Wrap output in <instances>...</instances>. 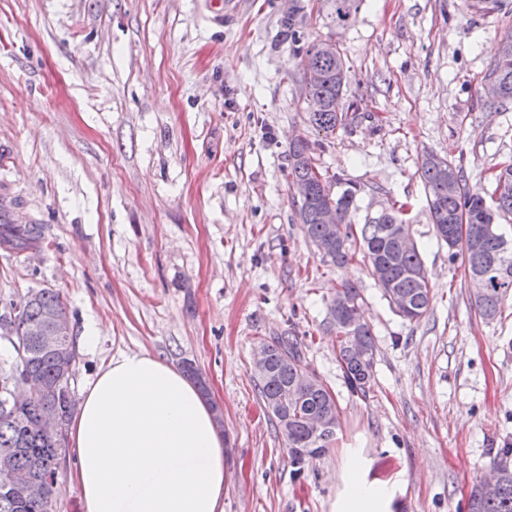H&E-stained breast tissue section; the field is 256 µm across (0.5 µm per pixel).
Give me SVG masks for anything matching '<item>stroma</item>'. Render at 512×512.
<instances>
[{
	"mask_svg": "<svg viewBox=\"0 0 512 512\" xmlns=\"http://www.w3.org/2000/svg\"><path fill=\"white\" fill-rule=\"evenodd\" d=\"M502 3L363 0L339 27L330 0H0V207L45 236L29 253L0 249V313L50 288L74 336L103 329L79 352L78 396L120 350L192 360L224 411V512H331L344 448L367 450L370 479L405 482L400 512H466L512 440V299L478 314L416 168L434 151L480 191L512 161V108H491L484 81L512 31ZM293 5L305 42L336 43L344 101L366 114L331 135L310 126L303 58L280 36ZM296 135L361 183L354 223L405 205L433 291L420 321L389 308L361 259L332 265L304 238ZM344 282L361 288L377 347L365 398L347 392L322 326ZM284 333L340 408L335 442L299 479L252 367L254 346Z\"/></svg>",
	"mask_w": 512,
	"mask_h": 512,
	"instance_id": "obj_1",
	"label": "stroma"
}]
</instances>
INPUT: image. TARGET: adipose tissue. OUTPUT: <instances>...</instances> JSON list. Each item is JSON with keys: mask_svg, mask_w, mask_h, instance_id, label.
Instances as JSON below:
<instances>
[{"mask_svg": "<svg viewBox=\"0 0 512 512\" xmlns=\"http://www.w3.org/2000/svg\"><path fill=\"white\" fill-rule=\"evenodd\" d=\"M83 512H224V435L198 386L148 351H120L86 386L68 427ZM341 451L331 512H395L400 482L369 480Z\"/></svg>", "mask_w": 512, "mask_h": 512, "instance_id": "obj_1", "label": "adipose tissue"}]
</instances>
